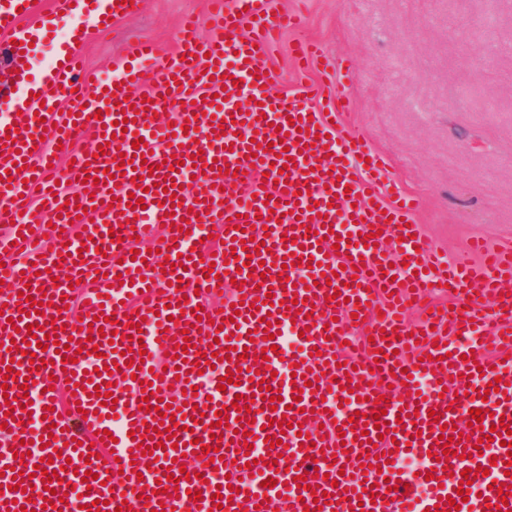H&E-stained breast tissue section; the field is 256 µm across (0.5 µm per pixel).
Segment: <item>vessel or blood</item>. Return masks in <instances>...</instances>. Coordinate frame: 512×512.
Returning <instances> with one entry per match:
<instances>
[{"instance_id":"1","label":"vessel or blood","mask_w":512,"mask_h":512,"mask_svg":"<svg viewBox=\"0 0 512 512\" xmlns=\"http://www.w3.org/2000/svg\"><path fill=\"white\" fill-rule=\"evenodd\" d=\"M73 2L51 0L38 15L33 0H0V32L10 36L1 50L10 83L0 88V224L10 232L0 253L22 255L0 267V437L9 440L0 512L46 503L62 512H303L318 499L321 512H512L503 445L512 431V241L478 263L430 265L412 201L386 200L379 188L383 157L307 93H273L267 47L300 22L274 0H210L209 38L187 17L168 58L141 43L95 82L83 79L76 47L83 17L105 31L135 8L102 0L85 16ZM61 28L67 40L40 66L38 38ZM164 111L171 125L155 123ZM82 135L90 148L72 152ZM16 164L20 173L6 178ZM60 165L62 186L50 177ZM257 172L268 180L252 184ZM209 224L222 225L224 243L204 255L195 243ZM136 235L153 240L141 260ZM234 279L242 288L225 294ZM438 283L453 288L452 303H425L424 318L407 321ZM78 286L79 314L65 302ZM220 293L219 310L207 297ZM363 316L372 337L364 357H341ZM97 318L103 330L87 331ZM30 324L64 346L43 352L39 366L29 362L38 351ZM186 340L180 364L172 354ZM231 346L246 358H229ZM161 350L170 354L162 369ZM66 378L78 389L61 400L49 385ZM448 384L466 387L463 402L444 397ZM190 385L198 396L186 394ZM154 389L183 429L143 411ZM108 392L115 406L103 405ZM220 409L230 424L216 437ZM24 439L33 453L20 451ZM193 452L195 478L179 479ZM409 456L426 459L425 476L403 469ZM43 458L55 481L34 473ZM460 493L468 504L457 509L449 500Z\"/></svg>"}]
</instances>
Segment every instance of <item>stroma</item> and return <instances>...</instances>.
<instances>
[{
  "mask_svg": "<svg viewBox=\"0 0 512 512\" xmlns=\"http://www.w3.org/2000/svg\"><path fill=\"white\" fill-rule=\"evenodd\" d=\"M304 10L303 27L269 48L276 93L318 86L336 101L352 75V107L340 124L365 135L388 162L383 194L417 198L414 215L441 260L472 239H512V0H275ZM206 0H142L134 16L79 49L89 76L141 41L174 50L182 15H203ZM322 42L329 60L297 67V41Z\"/></svg>",
  "mask_w": 512,
  "mask_h": 512,
  "instance_id": "1",
  "label": "stroma"
}]
</instances>
